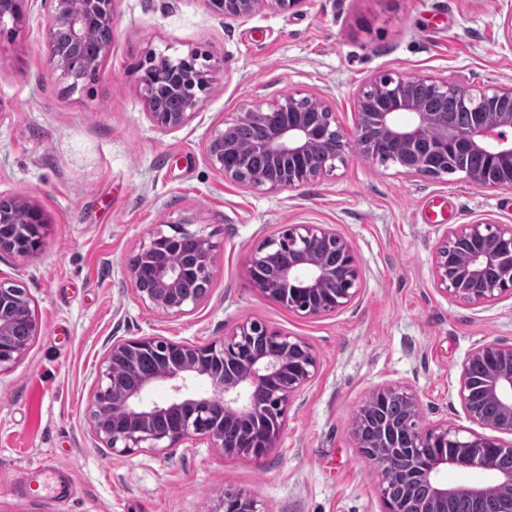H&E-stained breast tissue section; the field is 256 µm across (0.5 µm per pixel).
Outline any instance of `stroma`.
Returning a JSON list of instances; mask_svg holds the SVG:
<instances>
[{"instance_id":"obj_1","label":"stroma","mask_w":512,"mask_h":512,"mask_svg":"<svg viewBox=\"0 0 512 512\" xmlns=\"http://www.w3.org/2000/svg\"><path fill=\"white\" fill-rule=\"evenodd\" d=\"M25 12L24 28L0 36V198L39 209L46 230L37 252L0 254V275L26 290L39 324L0 373V512H224L228 491L255 495L261 512H383L355 413L376 388L406 386L426 422L466 425L461 365L484 342L512 345V297L448 300L433 256L446 228L512 224V187L411 177L352 153L319 180L270 192L224 181L204 144L285 91L327 95L348 131L357 91L378 75L445 78L473 95L510 87L512 0H306L246 20L205 0H116L104 71L73 94L49 68L47 7L27 0ZM195 48L224 69L189 123L159 130L136 65L150 49ZM183 221L213 242V278L205 303L166 317L137 299L128 263ZM282 224L336 228L362 269L358 301L309 317L258 295L248 258ZM245 319L303 337L319 359L278 448L260 460L204 441L116 456L92 434L87 410L113 342L158 334L205 346Z\"/></svg>"}]
</instances>
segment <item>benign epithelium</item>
I'll list each match as a JSON object with an SVG mask.
<instances>
[{
    "mask_svg": "<svg viewBox=\"0 0 512 512\" xmlns=\"http://www.w3.org/2000/svg\"><path fill=\"white\" fill-rule=\"evenodd\" d=\"M48 6L45 40L51 70L71 92L84 90V76L99 75L112 39L89 47L88 32L112 30L115 0H43ZM306 0H206L211 12L246 20L265 9L288 12ZM24 0H0V29L24 26ZM70 43L61 41V30ZM224 59L190 50L172 56L154 50L138 66L147 116L163 131L187 124L208 94ZM464 100L470 123L460 128L448 117V95ZM176 99L180 108L163 110L160 99ZM356 124L345 132L325 95L296 97L282 93L267 107L239 112L216 128L205 144L211 166L241 187L270 191L296 188L336 168L335 162L356 151L377 160L389 156L411 177L439 178L448 165L470 157L485 168L464 165L459 171L481 189L509 188L511 181L489 182L485 169L512 173V87L490 86L478 97L465 94L446 79L424 75L384 74L372 79L356 97ZM261 126L264 133L244 146L237 129ZM45 219L40 210L0 198V252L26 256L42 245ZM172 232L152 233L128 264L132 290L148 308L176 317L198 308L207 292L189 293L183 279L196 275L212 280L214 245L182 225ZM190 236L196 248L177 250L176 241ZM438 289L453 302L479 306L512 295V225L461 224L449 228L433 262ZM252 288L262 297L306 316L322 317L350 306L360 296L361 267L347 240L321 224H282L248 259ZM26 321L25 339L14 337L16 321ZM38 333V323L25 289L0 277V373L12 368ZM144 358L156 360L157 371L137 376ZM483 370L475 375L474 367ZM318 356L303 338L267 324L243 320L219 340L195 346L163 336H141L112 343L98 368V386L88 412L94 435L112 453L128 455L144 449L172 448L180 442L205 440L226 457L262 459L283 436L288 406L315 377ZM204 381L205 391L195 390ZM169 384V396L147 401V390ZM394 398L401 406L398 422L378 424L365 441L366 410L353 422L360 455L374 469L384 512H451L459 498L481 502L494 488L498 512H512V468L502 469L490 452L512 453V345L495 340L475 347L461 366L457 398L466 418L495 432L478 433L446 424L427 423L416 394L400 387H380L369 399ZM493 409L489 416L484 407ZM240 429L226 441L224 427ZM453 468L481 469L491 484L454 485L443 474ZM224 512H259L251 495L224 493Z\"/></svg>",
    "mask_w": 512,
    "mask_h": 512,
    "instance_id": "obj_1",
    "label": "benign epithelium"
}]
</instances>
